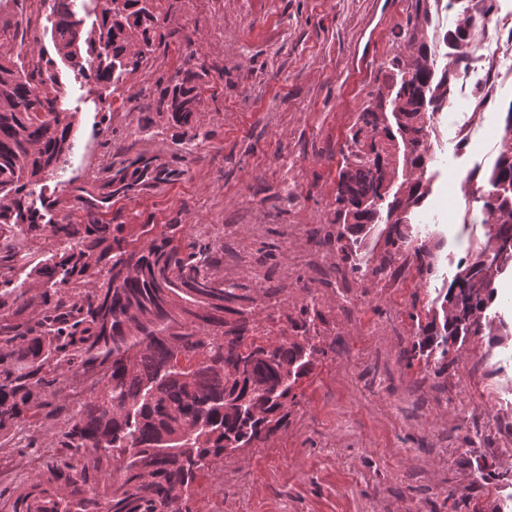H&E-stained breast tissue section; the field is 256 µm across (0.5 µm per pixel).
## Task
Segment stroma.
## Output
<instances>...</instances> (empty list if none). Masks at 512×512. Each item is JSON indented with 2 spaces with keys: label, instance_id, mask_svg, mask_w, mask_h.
<instances>
[{
  "label": "stroma",
  "instance_id": "stroma-1",
  "mask_svg": "<svg viewBox=\"0 0 512 512\" xmlns=\"http://www.w3.org/2000/svg\"><path fill=\"white\" fill-rule=\"evenodd\" d=\"M193 39L206 76L198 114L209 140L191 147L163 117L143 128L128 98L180 67L183 46L159 51L153 67L111 91L67 62L55 69L63 106L75 115L74 148L57 196L61 214L85 219L76 188L100 192L101 170L119 148L176 169L148 189L117 193L104 221L173 224L188 244L224 248L228 281L279 289L262 309L276 338L302 302L316 300L317 328L334 351L299 387L288 429L273 445L225 458L197 479L195 512H490L512 496V404L495 392L512 375V267L495 281L492 324L466 337L447 373L408 360L411 313L427 314L458 272L461 225L448 207L463 199L472 158L493 152L512 107V84L485 108L490 132L445 165H430L429 195L415 239L436 254L419 277L412 252L397 256L385 287L373 274L352 301L331 285L348 271L336 248L335 194L341 149L358 112L403 52L398 38L411 0H158ZM279 42H271L270 31ZM111 121H103L104 113ZM291 173L295 202L282 181Z\"/></svg>",
  "mask_w": 512,
  "mask_h": 512
}]
</instances>
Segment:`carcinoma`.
Here are the masks:
<instances>
[{
  "instance_id": "carcinoma-1",
  "label": "carcinoma",
  "mask_w": 512,
  "mask_h": 512,
  "mask_svg": "<svg viewBox=\"0 0 512 512\" xmlns=\"http://www.w3.org/2000/svg\"><path fill=\"white\" fill-rule=\"evenodd\" d=\"M52 2L43 28L51 47L33 34L39 49L28 59L13 53L28 29L0 25V439H17L35 417L63 415L65 422L44 467L0 489V509L193 512L199 476L288 429L299 385L327 355L316 302L302 304L272 341L256 318L271 293L224 280L210 244H176L175 224L141 242L152 232L146 224L137 232L132 224L102 223L112 185L126 194L177 176L141 154L113 171L105 192L87 202L83 222L47 219L55 207L47 181L66 170L74 127L63 115L55 57L85 63L84 76L106 87L148 68L163 46H192L156 0H93L90 25L76 0ZM423 2L415 0L405 29L411 61L396 55L385 63L383 88L358 113L341 150L336 241L356 273L364 228L391 225L388 258L375 267L383 273L407 250L410 214L427 196L413 171L426 163L419 145L428 94L444 83L416 40L419 21L429 20ZM203 76L191 51L173 76L156 82L152 103L137 95L127 102L141 112L155 108L192 140L206 139L197 125ZM501 144L494 166L479 176L490 187L480 196L486 251L496 238L512 239V107ZM400 170L398 188L380 193ZM46 233L55 252L36 258L25 244ZM414 257L418 273L431 274V250L417 246ZM483 258L464 263L432 316L417 321L412 358L439 355L437 376L448 371V341L481 332L494 295ZM88 375L96 377L88 397L62 394L60 384Z\"/></svg>"
}]
</instances>
